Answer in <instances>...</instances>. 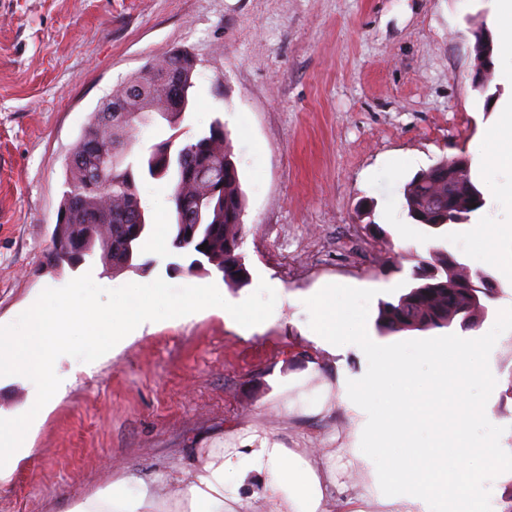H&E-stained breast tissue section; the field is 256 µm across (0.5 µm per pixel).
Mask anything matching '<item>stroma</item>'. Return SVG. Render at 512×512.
I'll return each instance as SVG.
<instances>
[{
  "label": "stroma",
  "instance_id": "obj_1",
  "mask_svg": "<svg viewBox=\"0 0 512 512\" xmlns=\"http://www.w3.org/2000/svg\"><path fill=\"white\" fill-rule=\"evenodd\" d=\"M492 0H0V323H12L45 288L84 273L105 288L163 279L216 285L231 303L259 282L276 292V315L241 329L210 307L166 319L121 340L91 363L68 357L55 372L64 392L33 436V451L0 487V512H67L73 501L124 471L175 491L178 471L211 448L253 436L288 448H330L339 482L374 481L352 451L368 432L373 399L341 396L369 376L373 349L432 373L426 343L476 352L496 387L474 380L485 409L471 439L512 458V272L488 270L502 293L475 327L379 334L380 301L403 293L432 248L468 256L474 224L496 225L512 248V209L493 201L469 222L431 231L403 209L412 177L439 160L466 156L484 185L473 146L497 120L512 87L471 81L475 30L498 35ZM199 61L182 140L221 120L232 145L245 209L241 288L220 273L188 271L157 225L173 224L170 184L144 181L152 228L147 271L105 272L99 259L54 271L46 264L67 189L74 146L100 102L150 61L173 52ZM330 282L354 304L361 339L315 336L306 307ZM331 397L321 411L285 400Z\"/></svg>",
  "mask_w": 512,
  "mask_h": 512
}]
</instances>
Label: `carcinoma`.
<instances>
[{
  "mask_svg": "<svg viewBox=\"0 0 512 512\" xmlns=\"http://www.w3.org/2000/svg\"><path fill=\"white\" fill-rule=\"evenodd\" d=\"M157 70L176 77L173 82H150L142 97H131L129 84L142 80L138 74L112 91V99L125 102L132 111V124L122 127L104 122L95 112L72 154L66 169L68 195L62 207L66 218L55 224L48 264L54 268H75L86 259L99 257L103 267L117 274L142 271L149 262H139L141 246L149 232L141 205L138 181H168L173 185L174 212L192 211L204 202L200 222L175 224L171 240L173 253L188 255V270H203L210 265L221 273L224 283L239 288L249 282V272L240 252L244 233V198L238 170L224 125L213 121L208 131L195 140L179 143L176 131L184 119L195 85L196 66L178 54L165 57ZM181 99L182 110L171 111V95ZM157 113L174 131L156 145L138 166L124 164L122 151L130 141L134 123ZM114 160L105 167V177L93 182L90 172L98 160L109 154ZM224 170V180L212 193L210 177L200 171ZM472 177L448 181V160L442 159L419 173L404 189L407 216L417 224L444 227L469 220L482 205H473L469 184ZM206 248L199 249L200 245ZM468 265L445 249H437L431 259L414 266L405 293L379 305L376 328L384 335L405 331L447 328L458 317H469L471 325L484 318L482 308L472 304L468 294L448 295V289L466 276Z\"/></svg>",
  "mask_w": 512,
  "mask_h": 512,
  "instance_id": "1",
  "label": "carcinoma"
}]
</instances>
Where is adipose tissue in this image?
<instances>
[{"label": "adipose tissue", "mask_w": 512, "mask_h": 512, "mask_svg": "<svg viewBox=\"0 0 512 512\" xmlns=\"http://www.w3.org/2000/svg\"><path fill=\"white\" fill-rule=\"evenodd\" d=\"M494 195L512 204V183L495 177L512 157V97L498 107V120L475 149ZM314 326L326 342L347 335L357 314L337 304L335 288H327L314 304ZM434 366L428 379L391 352L375 350L376 368L364 382L375 402L372 427L358 457L377 467L388 490L392 512H429L433 501L454 497L456 512H491L492 493L478 476L476 463H493L490 443H476L467 434L470 421L483 415L466 399V388L478 373L469 348L423 347ZM50 401L43 389L31 388L26 403L0 418V485L9 483L31 450L32 430L44 419ZM432 421L435 439L422 445L418 432ZM397 449L383 458L384 449ZM336 479L324 457L305 448H285L264 439L254 447L213 448L179 481L174 497L159 496L154 481L119 473L110 485L89 493L68 512H332Z\"/></svg>", "instance_id": "obj_1"}]
</instances>
